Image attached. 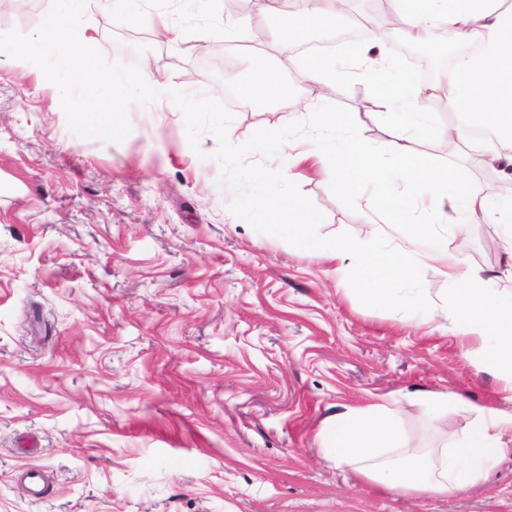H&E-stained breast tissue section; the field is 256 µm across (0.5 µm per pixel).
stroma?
I'll return each mask as SVG.
<instances>
[{
  "label": "stroma",
  "instance_id": "35a3bbf8",
  "mask_svg": "<svg viewBox=\"0 0 512 512\" xmlns=\"http://www.w3.org/2000/svg\"><path fill=\"white\" fill-rule=\"evenodd\" d=\"M52 0L19 10L0 0V34L34 33ZM150 24L113 23L87 0L105 59L138 66L160 96L131 105L118 143L72 133L52 83L35 65L0 53V512H512V455L464 495L399 496L339 465L320 448L322 420L378 404L395 417L405 447L440 446L437 427L461 436L457 408L441 416L407 395L454 392L512 411L501 383L465 354L448 321L452 301L434 265L417 266L403 292L418 305L366 301L335 263L269 237L229 190L287 156L248 152L272 126L297 150L323 140L289 95L309 94L310 54L292 59L288 92L249 105L211 90L198 73L200 44L242 29L238 71L259 60L250 10L232 18L220 0L185 8L149 0ZM344 68L326 103L354 112L373 101L370 79ZM424 111L436 131L416 141L421 178L453 168L474 186L488 170L448 142L461 123L447 102ZM318 236L360 243L373 215L339 188L334 164L293 167ZM500 226L476 219L444 236L449 253L512 293V254L488 248ZM39 469L46 495L32 499L21 471Z\"/></svg>",
  "mask_w": 512,
  "mask_h": 512
}]
</instances>
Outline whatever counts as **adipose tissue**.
Segmentation results:
<instances>
[{
	"instance_id": "1",
	"label": "adipose tissue",
	"mask_w": 512,
	"mask_h": 512,
	"mask_svg": "<svg viewBox=\"0 0 512 512\" xmlns=\"http://www.w3.org/2000/svg\"><path fill=\"white\" fill-rule=\"evenodd\" d=\"M338 0H322L320 9L300 7L282 17V0H256L258 10L269 16L278 29L343 25L345 15ZM400 16L408 38L438 26L453 29L465 42L476 44L477 52L460 57L453 68L448 100L464 119L463 127L448 129L449 138L466 140L471 129L484 131L495 151L483 154L486 166L512 165V9L499 10L492 0H398ZM371 46L355 49L354 56L366 71L380 70V108L376 120L385 124L390 139L376 149L352 137L362 123L360 113L325 111L324 98L298 102V109L316 115L325 137V151L317 162H337L342 186L353 191L367 185L372 194L365 201L374 213L404 211L412 199L394 194L397 182H413L416 169L408 166L411 143L433 129L432 115L415 108L418 100L435 96L437 85L415 84L395 67H379ZM287 171L254 173L253 185L242 191L244 208L264 213L284 211L288 221L268 225L270 236L285 238L296 251L315 253L336 262L342 277L354 280L367 301L376 305L401 302L400 289L413 267L426 261L440 265L451 293L457 298L448 315L457 331L479 339L477 360L485 372L501 380L512 394V296L488 292L486 272L449 254L433 225L415 216L404 224L379 225L371 240L355 245L341 240H318L312 219L294 193H274L270 186L289 180ZM453 185L456 194L449 201L452 224L461 228L475 217L502 225L504 242L512 246V196L493 195L461 182L455 171L428 180L427 196L436 201L443 186ZM512 433V412L493 407L478 408L466 418L465 437L456 447L440 446L431 453L401 448L400 430L384 407H348L327 416L319 433L320 445L337 463L356 466L368 480L389 486L396 493L410 495L463 494L481 483L505 453L501 437Z\"/></svg>"
}]
</instances>
